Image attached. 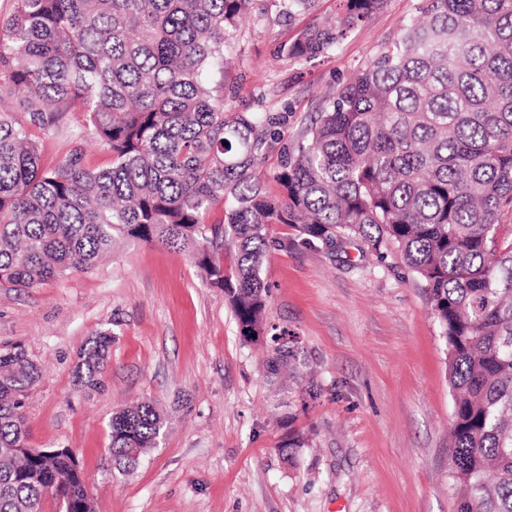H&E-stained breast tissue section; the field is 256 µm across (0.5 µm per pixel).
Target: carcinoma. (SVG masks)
<instances>
[{"label": "carcinoma", "mask_w": 512, "mask_h": 512, "mask_svg": "<svg viewBox=\"0 0 512 512\" xmlns=\"http://www.w3.org/2000/svg\"><path fill=\"white\" fill-rule=\"evenodd\" d=\"M256 0H13L0 21V282L34 288L84 272L122 243L187 254L224 291L241 336L265 333L268 226L331 251L359 240L395 249L424 283L449 351V486L456 512H512V0H422L400 35L325 100L266 193L257 168L266 119L224 115L232 39ZM293 15L317 0H276ZM326 25L283 45L310 60L386 0H341ZM23 113V119L15 113ZM103 144L92 168L74 148L43 158L39 133L65 114ZM224 219L211 224L217 206ZM234 250L224 271L217 256ZM111 335L86 344L76 382L101 385ZM39 378L20 346L0 350V512H41L89 493L66 458L48 468L28 441L25 401ZM166 418L140 402L110 422L129 466L159 446Z\"/></svg>", "instance_id": "obj_1"}]
</instances>
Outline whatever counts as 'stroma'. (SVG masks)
<instances>
[{"mask_svg":"<svg viewBox=\"0 0 512 512\" xmlns=\"http://www.w3.org/2000/svg\"><path fill=\"white\" fill-rule=\"evenodd\" d=\"M421 0L386 6L328 54L289 59L282 45L336 16L339 0L287 17L263 0L235 33L224 72L226 115L261 113L275 135L259 172L274 174L327 95L395 39ZM79 118L42 134L53 165L77 145ZM263 277L270 334L241 336L223 291L185 254L159 245L116 249L91 270L34 288L0 283V348L21 345L40 369L26 402L28 443L76 454L95 512H455L448 479L453 401L448 348L422 282L399 253L357 244L330 254L295 227H268ZM112 335L103 387L75 381L77 355ZM288 379L271 375L275 346ZM142 400L168 415L158 448L117 471L109 422ZM296 432L306 444L286 445Z\"/></svg>","mask_w":512,"mask_h":512,"instance_id":"obj_1","label":"stroma"}]
</instances>
